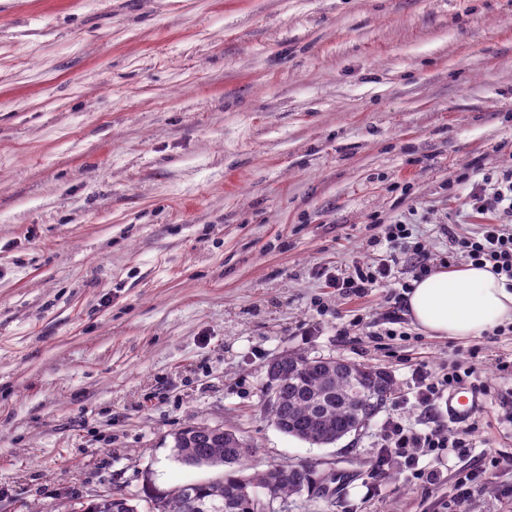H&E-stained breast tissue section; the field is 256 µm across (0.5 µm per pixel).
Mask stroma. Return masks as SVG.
<instances>
[{"label":"stroma","instance_id":"obj_1","mask_svg":"<svg viewBox=\"0 0 512 512\" xmlns=\"http://www.w3.org/2000/svg\"><path fill=\"white\" fill-rule=\"evenodd\" d=\"M510 168L512 0H0V512L222 478L175 459L192 423L240 434L245 474L335 471L267 512H447L461 470L512 453V333L389 325L390 288L336 271L389 256L390 224L437 258L441 225L505 222L448 179ZM286 352L396 392L309 445L264 410ZM455 359L492 379L472 448L429 490L397 461L374 476L384 420L421 426L416 365ZM459 512H512V467Z\"/></svg>","mask_w":512,"mask_h":512}]
</instances>
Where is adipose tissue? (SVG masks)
Listing matches in <instances>:
<instances>
[{
    "instance_id": "1",
    "label": "adipose tissue",
    "mask_w": 512,
    "mask_h": 512,
    "mask_svg": "<svg viewBox=\"0 0 512 512\" xmlns=\"http://www.w3.org/2000/svg\"><path fill=\"white\" fill-rule=\"evenodd\" d=\"M408 314L424 332L466 340L512 323V287L490 268H440L416 282Z\"/></svg>"
}]
</instances>
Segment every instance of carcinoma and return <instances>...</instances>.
<instances>
[{
  "mask_svg": "<svg viewBox=\"0 0 512 512\" xmlns=\"http://www.w3.org/2000/svg\"><path fill=\"white\" fill-rule=\"evenodd\" d=\"M272 392L266 410L282 433L310 445L326 446L371 420L395 391L392 374L380 367L287 353L267 367ZM177 457L193 466H227L224 479L190 483L171 495L151 497V512H262L254 493L298 494L315 484L312 466L276 465L250 477L239 474L251 448L236 433L206 424L184 427L174 437ZM84 512H140L128 498H100Z\"/></svg>",
  "mask_w": 512,
  "mask_h": 512,
  "instance_id": "obj_1",
  "label": "carcinoma"
}]
</instances>
